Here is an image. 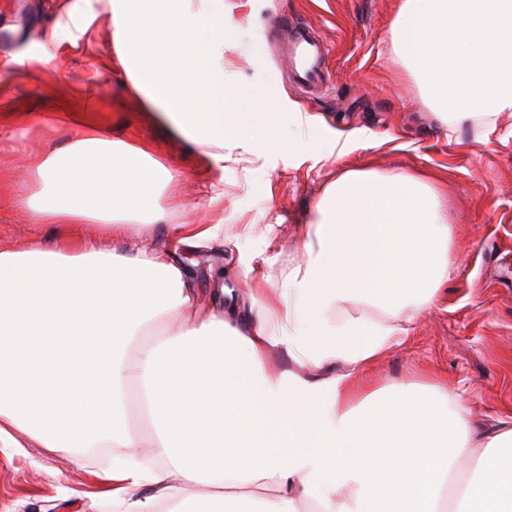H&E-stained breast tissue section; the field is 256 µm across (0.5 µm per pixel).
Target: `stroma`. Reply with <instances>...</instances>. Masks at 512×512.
I'll use <instances>...</instances> for the list:
<instances>
[{"label":"stroma","mask_w":512,"mask_h":512,"mask_svg":"<svg viewBox=\"0 0 512 512\" xmlns=\"http://www.w3.org/2000/svg\"><path fill=\"white\" fill-rule=\"evenodd\" d=\"M235 46L226 55V79L250 100L246 127L257 133L258 161L206 169L196 150L144 124L120 80L104 90L94 121L116 140L149 145L173 172L167 193L198 205L207 222L223 221L239 249L272 258L268 287L277 292L282 259L296 255L326 183L359 166L381 173L436 176L452 229L456 267L436 306L367 374L375 388L411 383L445 384L460 392L473 419L512 414V112L500 113L482 138L480 124L448 131L431 113L413 80L391 51V26L400 0H227ZM313 25L325 41V79L301 87L288 78L281 56L287 31L279 17ZM86 73L83 56L67 55L59 72L19 75L0 100V249L36 240L54 246L65 224H30L7 201L37 179L20 182L33 152L72 138L70 128L41 120L55 99L77 102ZM287 94L292 112H270ZM322 118L300 123L298 114ZM361 130L365 138L346 156L334 152V130ZM276 166L263 165L268 153ZM224 199L208 202L216 190ZM274 225L266 235V225ZM100 458L84 449L79 461L34 442L0 448V512H91L100 493L93 472Z\"/></svg>","instance_id":"obj_1"}]
</instances>
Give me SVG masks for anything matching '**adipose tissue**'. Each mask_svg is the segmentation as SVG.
I'll return each mask as SVG.
<instances>
[{
	"instance_id": "1",
	"label": "adipose tissue",
	"mask_w": 512,
	"mask_h": 512,
	"mask_svg": "<svg viewBox=\"0 0 512 512\" xmlns=\"http://www.w3.org/2000/svg\"><path fill=\"white\" fill-rule=\"evenodd\" d=\"M45 24L0 17V94L18 73L51 71L59 54L92 55L85 86L120 69L145 119L197 148L208 169L246 166L243 97L224 79V0H33ZM107 28L110 47L94 51ZM41 189L15 207L31 224H67L71 243L0 250V448L31 438L53 453L110 448L97 479L117 512H384L368 465L390 401L411 413L418 462L400 512H512V419L476 422L447 386L364 390L353 375L408 335L434 306L455 257L431 183L350 170L315 205L303 251L276 296L226 299L224 270L207 307L174 250H132L164 219L171 174L146 147L87 123L33 156ZM289 367L267 372L272 360ZM344 373H337V366ZM138 414L149 436L129 426ZM232 417L245 468L188 464L208 420Z\"/></svg>"
}]
</instances>
